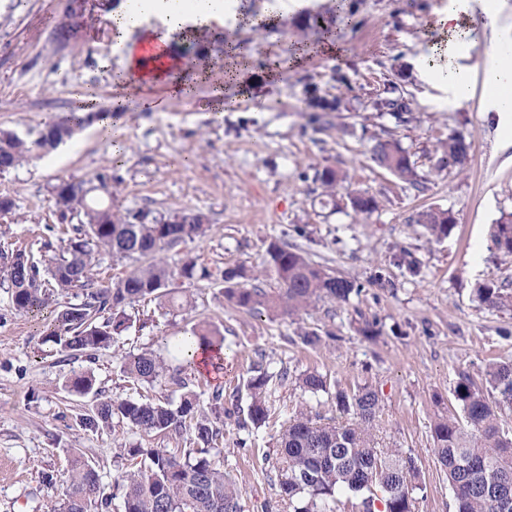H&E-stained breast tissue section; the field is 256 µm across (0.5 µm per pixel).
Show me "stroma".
Here are the masks:
<instances>
[{
	"label": "stroma",
	"instance_id": "obj_1",
	"mask_svg": "<svg viewBox=\"0 0 512 512\" xmlns=\"http://www.w3.org/2000/svg\"><path fill=\"white\" fill-rule=\"evenodd\" d=\"M278 2L234 0L238 12L267 13L265 28L172 33L182 61H207V77L191 80L185 93L148 87L132 99L115 81L122 61L109 51L116 0H0V129L35 138L88 97L107 115L51 153L0 175V195L15 203L12 215L0 219V246L26 249L39 261L60 254L63 232L50 189L102 170L112 175L119 209L155 216L185 209L208 220L204 236L163 253L175 271L167 290L176 307L156 300L130 307L133 325L92 360L64 359L44 336L52 310L11 311L10 295L0 287V512L60 506L76 456L98 471L106 512H124L115 485L128 465L121 448L138 443L173 451L177 444L118 421L98 433L84 431L77 417L94 398L70 392L64 381L71 371L88 370L96 389L113 400L179 403L181 392L169 381L129 383L122 358L154 352L176 366L174 343L199 322L223 335L224 367L217 376L193 372L195 391L223 388L225 404L244 410L250 378L260 369L270 377L266 424L243 430L236 417L225 418L215 457L241 487L244 512H263L268 503L288 512L271 460L279 432L301 410L325 423L334 416L329 392L300 388L298 379L308 372L322 374L330 388L374 389L378 447L393 443L411 454L426 487L414 512H455L431 427L455 410L460 375L479 382L489 362L512 360V306L489 308L474 293L492 279L512 295V257L491 241L493 225L512 213V129L498 128L495 113L482 109L486 66L502 48L490 41L483 0H468L462 34L471 48L461 63L470 69L471 90L452 104L426 75L423 59L443 66L433 51L442 38L437 20L453 0H313L288 14ZM327 39L338 44V55L324 53ZM234 66L247 84L229 104L216 90ZM312 94L339 100V111L307 108ZM393 94L410 101L411 121L377 109V101ZM451 133L470 141L469 156L462 170L440 171L437 143ZM387 136L408 151L424 190L372 161L375 138ZM326 168L341 176L333 205L314 180ZM358 190L379 204L361 220L345 204ZM430 207L455 219L439 241L414 221ZM273 242L361 283V294L342 304L318 300L294 314L242 311L225 298L216 275L242 266L245 287L278 293L266 253ZM405 251L419 261V273L399 265ZM190 259L205 265L211 279L177 276ZM366 320L375 324L370 338L360 332ZM307 331L321 343L306 345Z\"/></svg>",
	"mask_w": 512,
	"mask_h": 512
}]
</instances>
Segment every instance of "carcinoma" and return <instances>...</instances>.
I'll use <instances>...</instances> for the list:
<instances>
[{
	"instance_id": "obj_1",
	"label": "carcinoma",
	"mask_w": 512,
	"mask_h": 512,
	"mask_svg": "<svg viewBox=\"0 0 512 512\" xmlns=\"http://www.w3.org/2000/svg\"><path fill=\"white\" fill-rule=\"evenodd\" d=\"M398 120L411 111L408 100L398 97L378 104ZM95 118V113L72 112L48 126L30 142L10 131H0V173L22 165L36 149L48 151L72 137L75 128ZM471 143L461 133H452L440 142L437 169L464 166ZM371 159L412 186L419 185L415 163L394 138L378 139L370 149ZM54 208L60 220L81 215L84 222L73 228L63 253L44 265L20 249L0 247V281L11 289L10 309L39 311L57 295L82 291L79 304H67L47 325L46 340L60 352L92 357L112 346L115 336L129 328L131 316L126 307L147 299L166 296L165 288L173 272L159 253L193 237L205 235V217L181 211L157 218L148 212L121 211L112 203L110 176L98 172L77 182L62 180L53 187ZM352 209L370 214L378 208L375 196L357 192L350 196ZM415 223L426 226L434 237L450 233L449 212L428 209L417 214ZM492 242L506 256H512V215L494 225ZM133 262L129 271L104 288H95L94 271L101 251ZM270 264L283 290L273 296L258 288L241 286L247 277L241 267L224 269L225 296L248 313L282 309L298 311L315 300L326 298L347 302L362 292V286L338 276L310 261L300 251L277 242L269 245ZM186 279H209L211 272L194 260L179 270ZM477 299L490 308L509 305V296L490 280L475 289ZM193 340L215 353H221L224 338L217 332L195 326ZM181 364L174 370L152 353L128 357L123 373L134 385H153L167 378L180 389V404L150 398L116 402L99 400L91 412L79 416L86 431L112 429L113 418L125 421L131 429L169 439L186 438L189 447L181 452L165 448H143L133 444L121 455L133 461L122 471L117 486L123 490L125 512H243L241 490L230 473L211 459L224 438V391L216 389L208 402L189 389L182 377L194 363L186 341L177 349ZM269 378L261 373L249 382L252 403L239 427L261 426L269 418L264 392ZM485 382L478 386L469 376L460 377L453 390L459 414L436 420L432 428L434 451L454 493L455 512H501L498 501L512 495V433L501 424L502 407H512V362L488 365ZM95 379L87 370L72 371L66 387L77 394L100 396ZM299 386L316 394L327 391V379L316 372L299 377ZM497 397H490L491 393ZM333 404L341 415H353L348 425H323L306 412L297 413L279 438L275 469L280 497L292 512H340V496L361 498L362 512H414L416 493L423 490L414 458L398 448L376 447L373 421L379 407L378 393L368 386L355 392L336 389ZM100 494L99 475L86 460L75 459L70 487L60 512H91L103 508L107 500Z\"/></svg>"
}]
</instances>
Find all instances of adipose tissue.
I'll return each instance as SVG.
<instances>
[{
    "label": "adipose tissue",
    "mask_w": 512,
    "mask_h": 512,
    "mask_svg": "<svg viewBox=\"0 0 512 512\" xmlns=\"http://www.w3.org/2000/svg\"><path fill=\"white\" fill-rule=\"evenodd\" d=\"M467 9L466 0H455L444 12L438 25L446 35L444 52L450 62L441 69L439 76L448 85V93L453 98H462L469 91L466 70L458 69L455 60L464 45L458 40L462 28V14ZM156 16L160 27L148 25V16ZM221 21L224 26L234 27L237 15L227 13L224 0H135L122 11L113 13L112 23L117 42H127L129 34L139 32L144 41L162 44L161 54H141L130 50L122 63L121 79L130 83L132 78H140L146 84H164L170 81L172 70L177 69L179 58L169 47L170 35L175 31L189 30L201 33L213 21ZM487 92L484 109L496 113L503 127L512 126V106H506V99H512V60L498 59L486 71Z\"/></svg>",
    "instance_id": "obj_1"
}]
</instances>
